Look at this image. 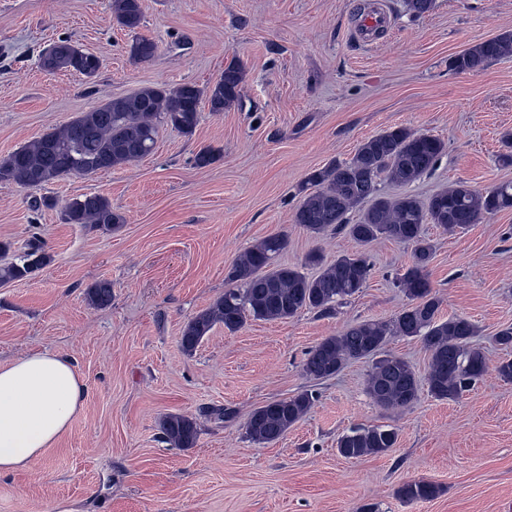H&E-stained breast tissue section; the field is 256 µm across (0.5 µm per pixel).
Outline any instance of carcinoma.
I'll use <instances>...</instances> for the list:
<instances>
[{
    "label": "carcinoma",
    "mask_w": 512,
    "mask_h": 512,
    "mask_svg": "<svg viewBox=\"0 0 512 512\" xmlns=\"http://www.w3.org/2000/svg\"><path fill=\"white\" fill-rule=\"evenodd\" d=\"M111 8L113 18L124 29L134 33L142 25L141 0H112ZM65 47L66 43H60L54 70L85 77L97 73L99 57L86 51L71 55ZM508 55H512V33L475 44L453 57L451 67L458 73L478 72ZM154 56L155 44L149 39L137 38L130 46L135 61L146 62ZM244 77V68L233 60L204 89L190 82L175 87L145 86L114 98L1 158L0 182L41 187L65 177L137 162L153 151L161 125L192 135L200 122L201 100H207L215 114L238 102ZM443 152L444 143L434 136L400 126L384 130L360 142L349 160H333L312 171L293 217V223L311 234L344 233L361 247L380 239L413 245L412 264L397 279L409 305L390 323L362 321L323 338L308 352L303 365L308 377L322 380L335 376L352 361L372 360L367 392L385 410L412 406L420 391L413 367L384 351L391 336L421 339L429 353L425 382L436 399L459 398L487 369L484 351L473 343L475 325L465 317L439 316L441 300L433 294L427 271L432 246L423 227L434 224L452 235L512 208V183L480 191L459 181L425 200L411 194L383 197L378 193L383 181L399 186L418 181L434 168ZM364 203L368 207L350 223L349 214ZM61 219L103 233L125 223V217L100 194L70 199L62 206ZM287 245L286 236L270 235L239 255L228 274L232 287L184 326L180 344L185 352H193L218 324L235 332L249 318L276 321L304 310L329 313L359 293L371 274L372 265L362 251L341 255L330 264L311 254L307 263L318 267L313 275L297 266H271ZM47 262L42 244L35 240L0 267V282L27 278ZM87 298L93 306L110 304L112 283H95ZM313 403V393L304 391L262 405L247 419L246 434L256 444L272 443L300 421ZM159 429L162 438L177 448L194 447L199 434L197 420L183 414L162 418ZM397 440L398 432L388 425L354 427L338 438L337 450L347 459L381 456L390 452ZM437 494L438 488L424 481L408 482L399 489V495L409 501Z\"/></svg>",
    "instance_id": "1"
}]
</instances>
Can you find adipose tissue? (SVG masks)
Wrapping results in <instances>:
<instances>
[{
    "label": "adipose tissue",
    "mask_w": 512,
    "mask_h": 512,
    "mask_svg": "<svg viewBox=\"0 0 512 512\" xmlns=\"http://www.w3.org/2000/svg\"><path fill=\"white\" fill-rule=\"evenodd\" d=\"M87 385L69 358L24 354L0 364V475L30 468L69 432Z\"/></svg>",
    "instance_id": "adipose-tissue-1"
}]
</instances>
